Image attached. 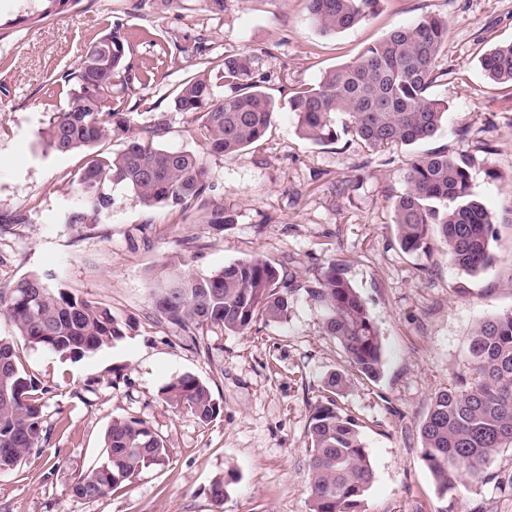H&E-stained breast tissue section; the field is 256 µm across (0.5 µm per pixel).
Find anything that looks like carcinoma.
<instances>
[{
	"label": "carcinoma",
	"instance_id": "carcinoma-1",
	"mask_svg": "<svg viewBox=\"0 0 512 512\" xmlns=\"http://www.w3.org/2000/svg\"><path fill=\"white\" fill-rule=\"evenodd\" d=\"M380 0H307L320 33L338 34L376 13ZM448 20L422 16L392 29L356 58L324 73L319 82L290 97L296 133L314 143H336L349 136L368 148L412 145L433 138L447 117V102L430 94L448 76L441 57ZM123 40L108 34L89 47L71 73L67 107L51 113L41 132L50 149L89 151L77 183L88 194L93 212L108 209L105 183L124 184L148 207L181 212L196 205L210 188L203 158L192 151H171L158 144L167 133L160 114L143 136L104 156L92 148L112 132V78L124 69ZM257 57L244 49L224 56L226 91L204 77L186 79L173 99L174 108L197 116L209 155L241 152L260 141L274 120V103L254 81ZM493 82L512 85V42L497 45L481 58ZM471 162L445 151L413 159L405 188L393 201L394 231L407 253L426 254L438 237L448 261L476 275L497 261L492 215L473 198ZM233 222L222 204H212L205 223L216 229ZM157 318L182 330L217 326L246 333L260 315L271 322L288 319L293 288L278 268L261 256L230 264L209 275L182 271L173 259L163 261L149 281ZM308 300L323 313L324 334L343 349L348 362L365 377L382 373L383 346L366 302L334 260L305 288ZM5 311L19 336L45 350L82 358L125 336L129 323L106 305L93 303L50 285L33 273L17 280ZM344 386L329 376V396L309 415V512H360L374 472L356 419L336 406L334 394ZM41 381L19 359L13 341L0 337V471L13 470L47 441ZM162 398L191 411L206 423L220 407L208 384L191 374L168 381ZM422 457L439 495L461 481L478 482L504 448H512V310L478 322L471 333L465 370L439 391L420 427ZM106 461L79 477L72 496H106L143 470L162 465L166 448L146 422L116 418L108 427ZM237 481L229 470L215 478L210 493L222 502Z\"/></svg>",
	"mask_w": 512,
	"mask_h": 512
}]
</instances>
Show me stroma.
Segmentation results:
<instances>
[{
	"label": "stroma",
	"mask_w": 512,
	"mask_h": 512,
	"mask_svg": "<svg viewBox=\"0 0 512 512\" xmlns=\"http://www.w3.org/2000/svg\"><path fill=\"white\" fill-rule=\"evenodd\" d=\"M44 8V0H0V293L37 273L131 327L76 360L28 345L0 310V336L14 339L46 388L50 430L41 451L0 472V512H309L308 419L334 372L346 379L336 403L357 418L374 471L362 512H512V448L496 455L488 480L443 497L420 436L435 393L466 365L475 324L512 310V86L489 82L479 63L512 41V0H380L374 16L332 35L313 25L306 0H226L219 13L207 0H79L48 17ZM428 13L448 20L450 70L431 89L448 104L433 139L368 149L347 137L317 144L296 134L294 88ZM111 32L125 43L127 69L114 79L117 114L100 151H121L164 115L161 146L203 155L209 198L233 216L223 231L206 224L203 208H150L124 185L105 186L112 205L91 214L74 182L85 152L43 147L50 113L66 105L68 74ZM244 46L258 56L274 123L247 151L211 156L173 97L196 71L219 80L225 54ZM436 150L470 158L474 196L498 228L499 260L474 276L449 263L442 246L409 255L394 235L392 202L406 168ZM82 211L87 223H71ZM257 255L297 286L287 322L261 316L244 334L158 322L146 282L162 259L207 275ZM332 259L346 265L379 328L378 380L350 366L306 299L305 286ZM183 374L209 384L220 406L212 422L161 398V387ZM130 417L163 439L164 464L106 497L74 498L73 482L105 457L112 420ZM230 469L237 481L215 502L211 484Z\"/></svg>",
	"instance_id": "stroma-1"
}]
</instances>
